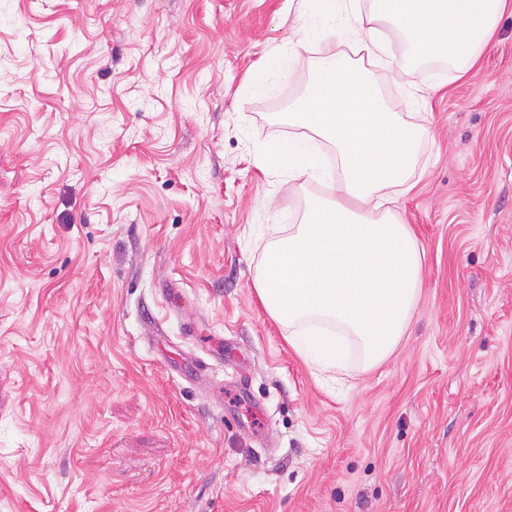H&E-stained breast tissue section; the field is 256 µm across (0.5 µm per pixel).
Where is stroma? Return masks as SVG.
<instances>
[{
    "label": "stroma",
    "instance_id": "stroma-1",
    "mask_svg": "<svg viewBox=\"0 0 512 512\" xmlns=\"http://www.w3.org/2000/svg\"><path fill=\"white\" fill-rule=\"evenodd\" d=\"M298 0H0V512H512V16L426 113L410 327L344 387L253 286ZM203 359L202 377L189 358Z\"/></svg>",
    "mask_w": 512,
    "mask_h": 512
}]
</instances>
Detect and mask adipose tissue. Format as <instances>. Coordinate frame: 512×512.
<instances>
[{
    "label": "adipose tissue",
    "mask_w": 512,
    "mask_h": 512,
    "mask_svg": "<svg viewBox=\"0 0 512 512\" xmlns=\"http://www.w3.org/2000/svg\"><path fill=\"white\" fill-rule=\"evenodd\" d=\"M300 2L291 52L268 57L242 90L261 96L271 80L306 70L303 93L288 101L294 134L260 162L287 169L289 182L324 178L328 185L308 201L300 223L272 229L253 284L309 367L344 371L355 356L366 370L395 351L422 287L424 251L388 203L407 184L430 133L391 111L369 69L341 46L366 48L395 77L445 60L458 78L477 65L512 0ZM315 40L324 50L309 63L302 52Z\"/></svg>",
    "instance_id": "obj_1"
}]
</instances>
